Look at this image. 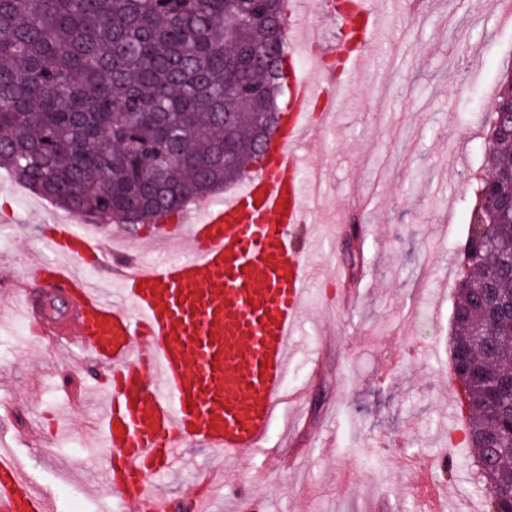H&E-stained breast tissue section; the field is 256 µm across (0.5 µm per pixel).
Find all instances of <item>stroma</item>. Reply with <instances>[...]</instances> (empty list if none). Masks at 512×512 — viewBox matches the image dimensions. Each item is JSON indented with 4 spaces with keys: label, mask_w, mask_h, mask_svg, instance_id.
Here are the masks:
<instances>
[{
    "label": "stroma",
    "mask_w": 512,
    "mask_h": 512,
    "mask_svg": "<svg viewBox=\"0 0 512 512\" xmlns=\"http://www.w3.org/2000/svg\"><path fill=\"white\" fill-rule=\"evenodd\" d=\"M386 18L364 69L337 91V110L304 143L322 196L323 238L310 258V312L296 338L287 404L259 449L223 461L190 444L156 485L179 502L212 472L209 512H424L412 467L445 455L448 483L480 500V469L466 443L448 440V405L457 399L450 362L453 305L463 269L467 187L483 171V129L491 92L512 68V22L488 0H378ZM59 208L0 169V448H9L51 498V512H137L107 490L98 429L102 394L69 400L57 376L80 368L78 351L60 350L25 331L8 290L42 251V221ZM163 225L102 224L91 229L107 250L132 253ZM364 237V261L347 267L346 233ZM362 278L361 297L336 313L327 297L337 275ZM46 440L19 441L18 422ZM302 470L289 469L296 449Z\"/></svg>",
    "instance_id": "35a3bbf8"
}]
</instances>
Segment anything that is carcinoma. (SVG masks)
<instances>
[{
	"label": "carcinoma",
	"instance_id": "cac0c4a2",
	"mask_svg": "<svg viewBox=\"0 0 512 512\" xmlns=\"http://www.w3.org/2000/svg\"><path fill=\"white\" fill-rule=\"evenodd\" d=\"M284 6L0 0V169L115 224L165 218L240 180L289 85ZM511 100L508 71L489 107L451 327L488 512H512V116L495 111Z\"/></svg>",
	"mask_w": 512,
	"mask_h": 512
}]
</instances>
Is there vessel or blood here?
Listing matches in <instances>:
<instances>
[{
    "label": "vessel or blood",
    "mask_w": 512,
    "mask_h": 512,
    "mask_svg": "<svg viewBox=\"0 0 512 512\" xmlns=\"http://www.w3.org/2000/svg\"><path fill=\"white\" fill-rule=\"evenodd\" d=\"M320 6L359 25L360 39L337 47L335 67L291 79L262 167L188 217L186 254L121 260L106 294L78 274L104 262L102 246L73 220L58 219L43 226L49 258L30 264L10 291L33 334L55 333L100 367L106 487L137 498L142 512H177L178 502L156 493L152 480L171 469L179 448L196 441L227 456L258 448L286 400L316 208L301 180L299 146L335 111L339 82L385 27L374 0ZM416 486L427 493L426 512H442L447 488L423 468ZM0 512H49L47 495L6 450Z\"/></svg>",
    "instance_id": "1"
}]
</instances>
